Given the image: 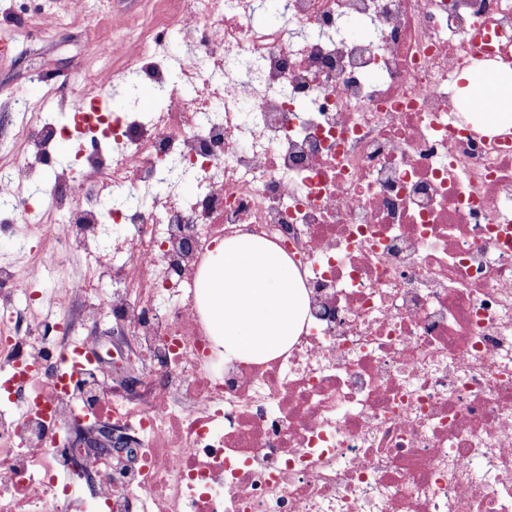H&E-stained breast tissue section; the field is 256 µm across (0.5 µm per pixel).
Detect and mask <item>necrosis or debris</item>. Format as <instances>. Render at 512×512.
<instances>
[{"label": "necrosis or debris", "mask_w": 512, "mask_h": 512, "mask_svg": "<svg viewBox=\"0 0 512 512\" xmlns=\"http://www.w3.org/2000/svg\"><path fill=\"white\" fill-rule=\"evenodd\" d=\"M271 5L259 23L257 0H170L98 43L92 82L135 77L155 111L77 89L35 125L0 100L24 145L0 224L19 250V225H65L59 260L83 270L0 257V512H512V137L457 92L512 71V0ZM60 140L74 167L47 170ZM240 234L309 295L288 352L252 365L218 356L196 288ZM19 298L75 312L59 347ZM125 326L135 393L98 353ZM103 422L131 455L74 447Z\"/></svg>", "instance_id": "obj_1"}]
</instances>
